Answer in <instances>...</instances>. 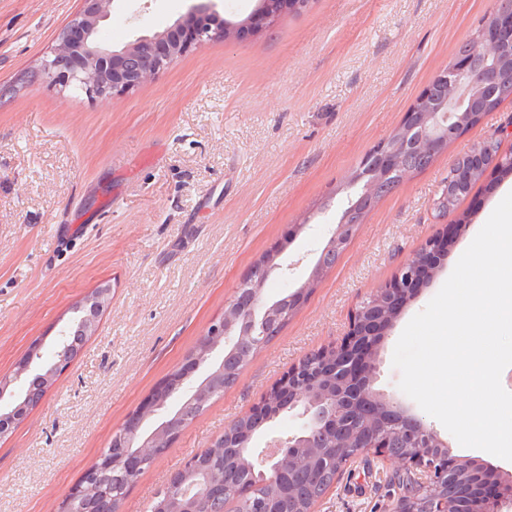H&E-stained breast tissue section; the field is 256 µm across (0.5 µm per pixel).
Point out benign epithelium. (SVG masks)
Listing matches in <instances>:
<instances>
[{"mask_svg":"<svg viewBox=\"0 0 512 512\" xmlns=\"http://www.w3.org/2000/svg\"><path fill=\"white\" fill-rule=\"evenodd\" d=\"M113 0H80V8L59 31L50 55L42 61L41 69L60 87L73 82L83 86L86 93L105 96L129 92L148 82L155 73L170 65L192 47L212 39L243 40L267 27L280 14L293 8L301 10L307 0H258L254 11L243 21L232 23L220 17L210 3L194 6L183 18L162 32L146 35L116 48L99 39L103 22L111 15ZM478 43L483 50L494 52L512 46V0H500L493 24L480 23ZM148 55L149 63L136 66L134 61ZM472 51L462 48L448 66L440 68L433 81L446 82L458 98L435 100L430 87L416 98L411 111L404 114L402 125L413 132L402 146L392 149L384 144L375 146L372 171L358 175L356 181L370 191L378 179L389 176L401 167L402 155L415 145L430 151H444L456 129L467 122L483 119L496 101L486 90L477 86L471 71ZM500 157L474 151L466 168L452 171L455 182L462 183L473 171L497 170ZM348 224L339 221L332 229L325 248L345 249L353 238ZM452 225L441 236L428 240L418 253L404 263L393 278L382 286L370 301L356 311L350 320L346 337L315 352L316 366L301 360L287 375L266 393L260 405L249 412L252 417L267 421L276 418L269 412V396L290 397L292 408L300 407L308 417L303 433L279 442L250 458L249 469L269 480L279 476L285 464L300 466L317 455L324 457L327 446L339 435L353 448H362L383 460H394L402 469L414 474L406 491L397 499L395 512H502L512 503V474H504L471 459L452 454L448 441L427 423L423 416L406 410L393 397L373 388L378 346L392 326L397 313L415 298L424 278H433L448 254V240L458 232ZM277 264L261 258L246 277L255 296L248 308L228 302L224 314L208 327L209 352L228 349L233 326L243 321L251 324L268 322L272 326L281 318L274 313L276 305L263 299V288ZM111 289L98 287L73 310L77 320L73 325L85 336L97 331L98 321L110 302ZM41 340H34L27 353L17 363L16 376L30 371ZM168 381L160 382L135 411L139 423L127 436L130 448H147L159 455L171 446L172 420L165 419L151 433L143 426L163 409L173 396ZM24 405L12 413H0V437L17 423L19 415H27ZM394 448L406 449L398 456ZM183 469L195 474L186 482L171 475L168 485L177 490L179 512H196L197 502L205 496H218L224 487L190 459ZM479 472L480 490L472 502L465 504L456 497L454 486L459 475Z\"/></svg>","mask_w":512,"mask_h":512,"instance_id":"7a95c632","label":"benign epithelium"}]
</instances>
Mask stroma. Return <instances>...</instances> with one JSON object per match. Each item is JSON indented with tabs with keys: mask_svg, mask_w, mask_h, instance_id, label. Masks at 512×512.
<instances>
[{
	"mask_svg": "<svg viewBox=\"0 0 512 512\" xmlns=\"http://www.w3.org/2000/svg\"><path fill=\"white\" fill-rule=\"evenodd\" d=\"M195 0H116L103 41L164 31ZM499 0H310L243 41L191 48L106 98L50 84L41 61L79 0H0V377L31 342L51 361L72 307L112 301L25 421L0 439V512H58L127 415L180 367L252 264L280 248L268 300L308 277L350 195L345 176ZM512 121L507 101L366 216L334 267L237 383L175 436L122 501L145 512L169 477L259 404L429 238L470 220L378 348L377 391L398 387L395 345L512 186L488 172L456 210L434 199L453 162ZM300 233H293L294 225ZM12 380V378H11ZM20 381L12 380L11 391ZM395 463L356 461L315 512H394Z\"/></svg>",
	"mask_w": 512,
	"mask_h": 512,
	"instance_id": "obj_1",
	"label": "stroma"
}]
</instances>
